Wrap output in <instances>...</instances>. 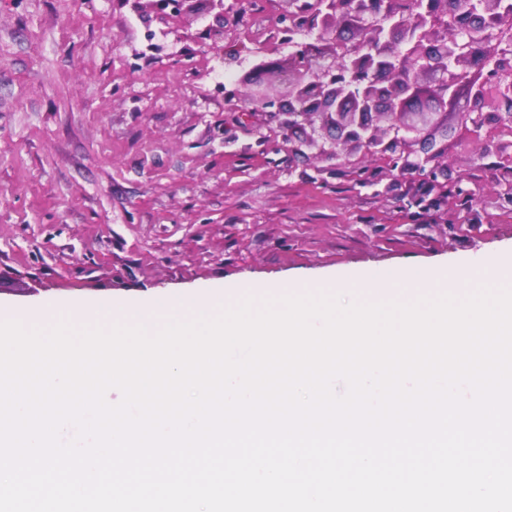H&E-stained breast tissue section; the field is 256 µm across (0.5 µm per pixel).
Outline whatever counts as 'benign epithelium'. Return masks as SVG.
<instances>
[{
	"mask_svg": "<svg viewBox=\"0 0 512 512\" xmlns=\"http://www.w3.org/2000/svg\"><path fill=\"white\" fill-rule=\"evenodd\" d=\"M135 10L150 7L159 14L210 15L206 35L211 47L224 40V0H119ZM288 16L305 6L306 27L317 33L303 41L289 58L295 68L288 101L274 115L284 129L298 121L312 131L309 143L332 155L340 144L368 151L400 150L403 168L419 174H436L440 151L435 149V116L447 111L460 88L470 86L476 101L487 95L473 80L471 64L489 72L512 64V0H467L474 19L465 41L448 32V0H281ZM344 31L363 32L367 44L350 45ZM431 90L422 91L420 77ZM250 86L248 99L257 107L272 104L267 87L243 76ZM335 136L318 142L319 131ZM419 138L420 151L412 150L406 133Z\"/></svg>",
	"mask_w": 512,
	"mask_h": 512,
	"instance_id": "obj_1",
	"label": "benign epithelium"
}]
</instances>
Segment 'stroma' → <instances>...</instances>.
Masks as SVG:
<instances>
[{
	"label": "stroma",
	"instance_id": "stroma-1",
	"mask_svg": "<svg viewBox=\"0 0 512 512\" xmlns=\"http://www.w3.org/2000/svg\"><path fill=\"white\" fill-rule=\"evenodd\" d=\"M238 10L219 53L203 18L0 0V304L35 316L512 259V124L460 119L491 104L449 106L433 181L351 146L317 156L308 126L280 129L240 91L257 51L289 57L280 6Z\"/></svg>",
	"mask_w": 512,
	"mask_h": 512
}]
</instances>
